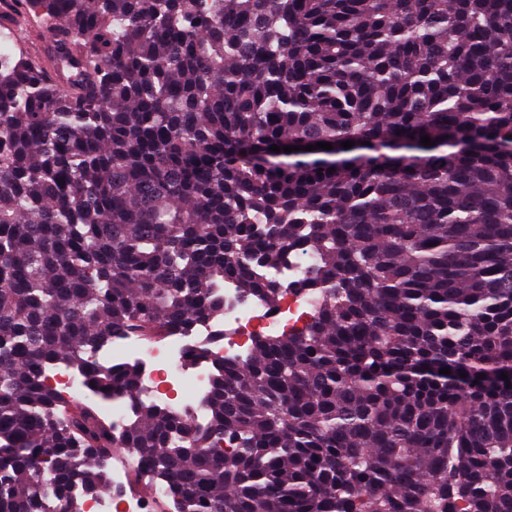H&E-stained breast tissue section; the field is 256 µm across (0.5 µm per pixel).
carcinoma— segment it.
Here are the masks:
<instances>
[{"label":"carcinoma","mask_w":512,"mask_h":512,"mask_svg":"<svg viewBox=\"0 0 512 512\" xmlns=\"http://www.w3.org/2000/svg\"><path fill=\"white\" fill-rule=\"evenodd\" d=\"M4 26L0 512H81L115 448L177 512H512V0H24ZM298 249L313 319L216 361L197 409L93 358L195 330L226 284L278 303ZM49 381L60 394L70 395L86 391L82 376L65 365L54 366L49 371Z\"/></svg>","instance_id":"obj_1"}]
</instances>
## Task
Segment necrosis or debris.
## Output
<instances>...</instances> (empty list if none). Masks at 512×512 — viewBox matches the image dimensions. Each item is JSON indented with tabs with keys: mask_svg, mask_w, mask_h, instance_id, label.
Listing matches in <instances>:
<instances>
[{
	"mask_svg": "<svg viewBox=\"0 0 512 512\" xmlns=\"http://www.w3.org/2000/svg\"><path fill=\"white\" fill-rule=\"evenodd\" d=\"M313 263L309 253H294L275 278L285 287L277 304L258 296H241L237 289L224 290V313L188 334H175L163 343L141 348L130 336L114 339L111 348L100 350L98 360L134 359L143 365V388L147 397L172 401L185 384L203 391L209 381L211 360L247 356L250 338L257 334L278 336L301 328L313 315L318 296L300 290ZM206 356H197V349Z\"/></svg>",
	"mask_w": 512,
	"mask_h": 512,
	"instance_id": "4bbe7bcc",
	"label": "necrosis or debris"
}]
</instances>
